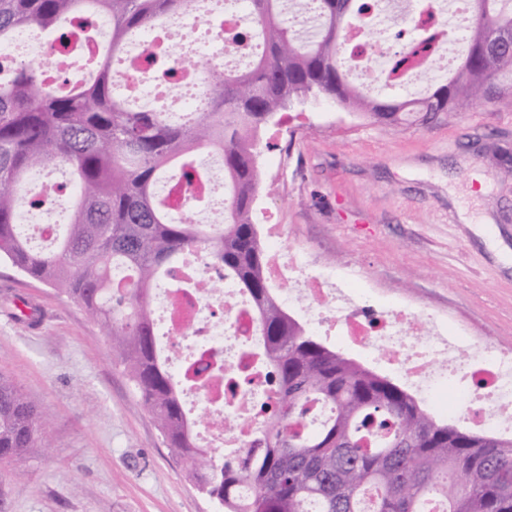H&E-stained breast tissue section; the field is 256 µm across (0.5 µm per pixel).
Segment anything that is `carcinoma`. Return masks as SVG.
Here are the masks:
<instances>
[{"mask_svg": "<svg viewBox=\"0 0 512 512\" xmlns=\"http://www.w3.org/2000/svg\"><path fill=\"white\" fill-rule=\"evenodd\" d=\"M189 0H0V42L20 28L55 33L61 24L106 15L111 42L90 66L88 81L63 75L41 82L34 66L0 78V259L49 284L83 307L107 331L135 393L153 416L186 475L224 512H512V438L439 422L408 391L318 340L280 302L264 276L266 254L253 202L261 182V133L307 97L390 128L448 118L472 98L507 101L501 82L512 72V0H468L467 53L444 79L430 77L438 28L412 38L392 59L380 98L348 79L347 35L367 0H250L259 53L245 70L213 68L204 108L174 120L156 104L116 93L113 64L127 41L186 11ZM430 90L408 98L410 77ZM223 157L230 207L215 227L179 221L155 188L164 169L201 175L199 148ZM58 164L69 178V224L47 250L30 246L18 227L29 175ZM193 252L224 270L251 303L264 336L266 368L277 397L260 407L257 447L215 460L196 442L179 384L162 361L149 290L160 272ZM122 266L129 282L112 286ZM323 419H318L319 411ZM51 447L39 403L0 375V461L21 462ZM249 493H240L242 486Z\"/></svg>", "mask_w": 512, "mask_h": 512, "instance_id": "obj_1", "label": "carcinoma"}]
</instances>
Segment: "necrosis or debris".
I'll use <instances>...</instances> for the list:
<instances>
[{
	"instance_id": "obj_1",
	"label": "necrosis or debris",
	"mask_w": 512,
	"mask_h": 512,
	"mask_svg": "<svg viewBox=\"0 0 512 512\" xmlns=\"http://www.w3.org/2000/svg\"><path fill=\"white\" fill-rule=\"evenodd\" d=\"M250 18L248 0H192L174 25L153 26L132 38L114 82L131 97L163 102L167 112L180 116L198 111L207 95L208 75L187 70L166 83L146 82L142 76L148 59L165 55L176 63L182 58L172 35L173 27L206 29L218 53L207 61L228 67L231 61L250 60L254 40L236 42L232 34ZM39 64L46 76L65 69V54L33 28L20 29L0 43V61ZM204 177L185 183L165 178L159 193L170 200L174 215L190 214L195 203L211 201L224 188V171L215 156H208ZM281 225L267 227V277L280 288L284 305L306 306L313 327L329 319H342L341 341L356 346L366 357L385 362L400 379L426 399L454 377L465 383L458 407L475 427L512 436V349L449 334L443 322L407 305L377 309L352 287L342 288L335 270H310L300 252L285 249ZM169 285L156 289L154 300L162 326V349L169 370L182 378L187 362L201 372L187 387L191 409L204 411L202 436L225 453H244L253 446L263 419L260 404L272 402L275 387L258 365L263 347L261 329L249 311L240 288L217 271L201 253L186 256L167 276Z\"/></svg>"
}]
</instances>
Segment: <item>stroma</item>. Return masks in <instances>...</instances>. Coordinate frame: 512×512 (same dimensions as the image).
Masks as SVG:
<instances>
[{
  "instance_id": "obj_1",
  "label": "stroma",
  "mask_w": 512,
  "mask_h": 512,
  "mask_svg": "<svg viewBox=\"0 0 512 512\" xmlns=\"http://www.w3.org/2000/svg\"><path fill=\"white\" fill-rule=\"evenodd\" d=\"M263 141L256 224L285 225L314 269L377 305L512 347V108L475 100L392 130L309 100ZM25 304L38 322L17 319ZM1 372L41 404L52 446L23 479L0 463V512H222L163 444L105 328L3 260Z\"/></svg>"
}]
</instances>
